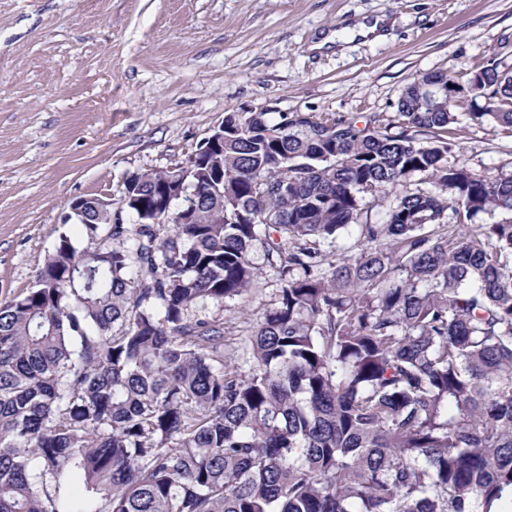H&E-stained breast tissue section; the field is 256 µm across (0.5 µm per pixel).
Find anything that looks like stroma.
I'll list each match as a JSON object with an SVG mask.
<instances>
[{"mask_svg": "<svg viewBox=\"0 0 512 512\" xmlns=\"http://www.w3.org/2000/svg\"><path fill=\"white\" fill-rule=\"evenodd\" d=\"M385 17L380 38L351 35ZM340 33L342 50L319 49ZM498 57L512 72V0H0V301L31 288L79 196L119 201L130 175L184 161L226 113L394 115L433 71L466 81ZM470 166L512 167V133L468 126ZM226 302L224 356L252 363L250 335L280 281Z\"/></svg>", "mask_w": 512, "mask_h": 512, "instance_id": "stroma-1", "label": "stroma"}]
</instances>
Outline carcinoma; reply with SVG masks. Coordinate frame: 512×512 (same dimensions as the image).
Returning a JSON list of instances; mask_svg holds the SVG:
<instances>
[{
  "label": "carcinoma",
  "mask_w": 512,
  "mask_h": 512,
  "mask_svg": "<svg viewBox=\"0 0 512 512\" xmlns=\"http://www.w3.org/2000/svg\"><path fill=\"white\" fill-rule=\"evenodd\" d=\"M499 66L464 86L483 112L431 107L458 85L432 72L388 119L228 113L224 182L146 170L83 247L61 235L0 302V512H512V170L450 138L512 131ZM169 181L192 223L123 222ZM257 245L279 299L242 373L206 311Z\"/></svg>",
  "instance_id": "obj_1"
}]
</instances>
